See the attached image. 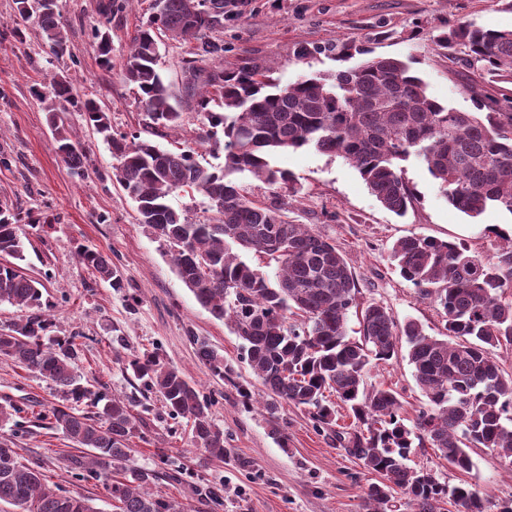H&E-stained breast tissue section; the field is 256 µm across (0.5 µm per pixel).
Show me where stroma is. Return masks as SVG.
I'll list each match as a JSON object with an SVG mask.
<instances>
[{
    "instance_id": "35a3bbf8",
    "label": "stroma",
    "mask_w": 512,
    "mask_h": 512,
    "mask_svg": "<svg viewBox=\"0 0 512 512\" xmlns=\"http://www.w3.org/2000/svg\"><path fill=\"white\" fill-rule=\"evenodd\" d=\"M100 3L58 0L67 47L57 56L35 20L20 15L16 0H0V199H7L20 217L23 266L45 286L50 336H78L74 367L83 379L100 380L107 394L135 405H150L141 435L132 440L133 462L156 470L158 448L181 449L183 480L163 478L154 488L188 512H203L192 492L203 482L223 483L224 512H362L364 490L376 474L365 472L330 433L316 431L303 408L284 403L275 413L266 411L265 389L243 360L240 339L197 303L164 246L138 223L133 200L113 176L108 146L83 113L60 115L87 156L83 174L59 157L52 126L35 95L50 73L66 75L75 93L96 100L114 131L143 133L149 123L120 66L151 0H130L108 18L100 14ZM460 24L512 30V0H236L212 37L224 44V69L257 66L283 85L343 68L336 49L363 44L375 54L411 61L432 97L472 112L476 104L466 87L480 63L449 61L435 43L436 35ZM95 26L111 42L112 70L98 62L91 34ZM17 28L22 38L14 37ZM304 45L318 47V54L297 59ZM160 52L166 83L182 95L191 80L188 45L168 40ZM182 112L179 131H164L160 144L188 143L197 148L202 165L215 164L212 145L198 141L201 123L194 104L183 105ZM273 164L297 180L289 219L314 226L336 244L358 281L361 303L380 304L400 321L416 320L431 336L443 332L444 314L400 276L390 259L393 242L412 234L431 236L489 259L499 241L484 234L482 225L512 222V214L497 209L477 218L464 215L414 158L405 164V178L416 199L402 217L382 207L358 171L341 158L299 149L277 154ZM80 245L111 257L123 287L111 288L80 264L75 253ZM194 335L206 337L234 364L240 382L251 387L252 406H244L226 382L212 379L190 341ZM155 347L212 397V419L231 450L224 462L202 460L186 424L163 413L157 398H143L136 380L126 374L124 360ZM364 380L367 386L396 391L407 418L425 403L405 355L371 363ZM7 398L22 411L0 424V436L15 438L24 459L43 467L51 488L85 497L94 512H112L104 487L77 478L65 465L72 444L45 419L58 401L50 383L0 357V401ZM470 456L473 466L466 472L448 466L428 447L415 449L408 464L433 469L442 483L469 485L492 503L511 499L512 463L485 448L472 449Z\"/></svg>"
}]
</instances>
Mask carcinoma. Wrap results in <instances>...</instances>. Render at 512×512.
I'll list each match as a JSON object with an SVG mask.
<instances>
[{"mask_svg": "<svg viewBox=\"0 0 512 512\" xmlns=\"http://www.w3.org/2000/svg\"><path fill=\"white\" fill-rule=\"evenodd\" d=\"M195 0H164L130 40L121 65L136 90L152 128L171 131L182 113L157 69L161 37L193 43L196 62L224 57V44L207 38L211 15L190 19ZM35 20L53 54L66 50L57 6ZM100 37L101 65L112 68V48ZM438 45L455 56L462 49L481 63L488 79L512 80V30L459 25L443 32ZM364 56L356 66L303 77L281 86L257 67L194 70L187 92L207 127L203 142L223 144L224 162L206 167L190 146L166 148L139 135L117 134L91 98L73 92L55 73L48 94L38 100L51 116L57 152L74 172L85 157L57 113L70 108L85 115L124 163L116 179L136 203L137 220L166 247L177 275L212 317L230 325L242 341L244 357L268 391L266 409L281 402L304 408L316 424L336 437L345 453L380 481L364 491L363 512H440L452 501L459 512H487L489 500L466 485L439 482L431 469H413L406 460L414 441L427 442L435 455L460 471L472 466L470 448H488L512 459V374L504 373L492 349L512 345V236L508 246L484 260L450 241L411 235L397 240L392 258L401 276L443 310L445 337L427 335L413 320L398 322L386 308L370 303L361 311L360 336L349 334L348 318L358 308V287L348 262L332 242L309 224L288 220L280 190L298 192L293 176L272 164L275 154L311 149L342 158L360 174L387 210L402 216L415 193L403 163L415 157L437 181L440 192L460 212L478 217L490 208L512 214V98L489 97L475 112H462L432 98L410 62ZM263 181L273 200L249 199L237 176ZM189 191L201 199L204 220L193 222L174 209L170 196ZM19 219L0 204V304L31 310L21 323L0 333V356L49 381L62 403L51 408L52 428L81 447L66 458L69 471L102 483L113 512H187L185 506L151 488L154 470L131 460L133 437L143 419L129 400L94 392L74 370V339L46 338L44 285L20 265L24 242ZM253 252L275 263L274 276L243 260ZM79 261L113 288L123 287L111 258L94 249L77 251ZM196 355L214 378L225 380L246 402L250 388L237 382L234 365L209 341L190 337ZM405 342L413 378L426 404L408 421L389 388L369 389L364 373L372 361H388ZM144 391L156 394L172 419L190 426L191 443L206 460L230 454L224 430L211 417V399L156 351L125 362ZM334 395L355 421L353 431L333 429ZM94 397L96 411L79 410ZM168 477L182 476L178 452L159 449ZM198 503L223 512V488L195 487ZM25 512H93L88 500L51 489L41 467L21 460L14 442L0 438V502Z\"/></svg>", "mask_w": 512, "mask_h": 512, "instance_id": "carcinoma-1", "label": "carcinoma"}]
</instances>
